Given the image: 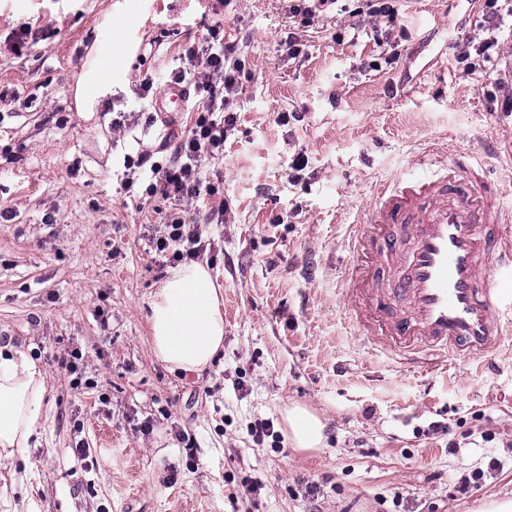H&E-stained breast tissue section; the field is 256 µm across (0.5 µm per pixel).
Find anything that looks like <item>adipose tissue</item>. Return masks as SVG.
<instances>
[{"label": "adipose tissue", "instance_id": "ef3b65f1", "mask_svg": "<svg viewBox=\"0 0 512 512\" xmlns=\"http://www.w3.org/2000/svg\"><path fill=\"white\" fill-rule=\"evenodd\" d=\"M99 31L75 88L78 105L88 112L111 99L119 83L111 19H104ZM147 307L149 353L169 372H202L223 351L224 303L206 263L191 261L170 268ZM47 378L44 364L30 348L0 345L1 463H13L38 443ZM283 422L293 450L312 452L323 446V413L294 403L285 408Z\"/></svg>", "mask_w": 512, "mask_h": 512}]
</instances>
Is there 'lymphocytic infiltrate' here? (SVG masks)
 <instances>
[{
  "label": "lymphocytic infiltrate",
  "instance_id": "lymphocytic-infiltrate-1",
  "mask_svg": "<svg viewBox=\"0 0 512 512\" xmlns=\"http://www.w3.org/2000/svg\"><path fill=\"white\" fill-rule=\"evenodd\" d=\"M187 66L178 68L174 80L193 85L205 93L200 101L194 124L187 136L179 138L169 165L151 161L149 155L125 157L123 166L129 171L143 170L150 179L148 191L177 201L200 197L201 162L214 151L222 150L229 130L236 122L227 107L243 91L245 65L237 55L233 42L216 38L203 39L186 51ZM158 251H171L174 260L195 258L206 249L196 225L174 216L165 224L156 241Z\"/></svg>",
  "mask_w": 512,
  "mask_h": 512
}]
</instances>
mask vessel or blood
<instances>
[{"mask_svg": "<svg viewBox=\"0 0 512 512\" xmlns=\"http://www.w3.org/2000/svg\"><path fill=\"white\" fill-rule=\"evenodd\" d=\"M189 99L172 82L152 107L182 112ZM472 169L456 158L437 176L382 185L354 225L344 286L352 304L370 295L375 314L356 324L381 348L487 357L512 334V207Z\"/></svg>", "mask_w": 512, "mask_h": 512, "instance_id": "obj_1", "label": "vessel or blood"}]
</instances>
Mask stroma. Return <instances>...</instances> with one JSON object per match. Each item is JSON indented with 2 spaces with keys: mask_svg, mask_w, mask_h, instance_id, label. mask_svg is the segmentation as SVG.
<instances>
[{
  "mask_svg": "<svg viewBox=\"0 0 512 512\" xmlns=\"http://www.w3.org/2000/svg\"><path fill=\"white\" fill-rule=\"evenodd\" d=\"M482 8L402 0L398 26L365 14L340 39L337 2L306 23L283 0H0V341L33 344L49 375L41 443L0 467V512H476L512 499V343L491 360L409 364L359 334L343 288L376 187L438 173L415 167L418 152L469 154L512 203V112L487 109L505 89L455 62L463 37L493 36L512 68V16L491 31ZM107 14L115 48H139L121 61L128 85L83 112L75 85ZM215 27L251 78L223 153L202 162L215 193L184 218L211 244L224 352L175 375L150 358L145 319L170 267L154 227L174 203L143 180L124 187L123 158L166 162L161 127L187 134L193 112L158 120L139 87L161 91ZM288 111L302 121L281 123ZM122 112L134 122L113 133ZM293 402L325 414L324 448H290ZM258 423L272 435L254 439ZM245 482L261 486L247 503Z\"/></svg>",
  "mask_w": 512,
  "mask_h": 512,
  "instance_id": "1",
  "label": "stroma"
}]
</instances>
